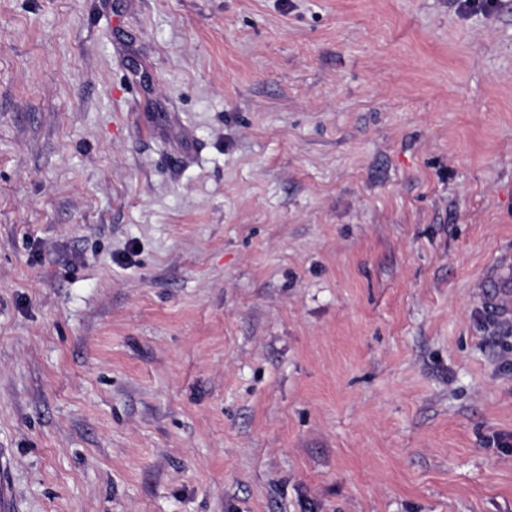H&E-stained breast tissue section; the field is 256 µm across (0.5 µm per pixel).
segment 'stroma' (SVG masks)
<instances>
[{"instance_id": "stroma-1", "label": "stroma", "mask_w": 512, "mask_h": 512, "mask_svg": "<svg viewBox=\"0 0 512 512\" xmlns=\"http://www.w3.org/2000/svg\"><path fill=\"white\" fill-rule=\"evenodd\" d=\"M512 0H0L19 512H512ZM511 260V251L505 250L499 259L500 272L489 276L482 284L485 302L497 316L512 313V275L503 272L509 269Z\"/></svg>"}]
</instances>
